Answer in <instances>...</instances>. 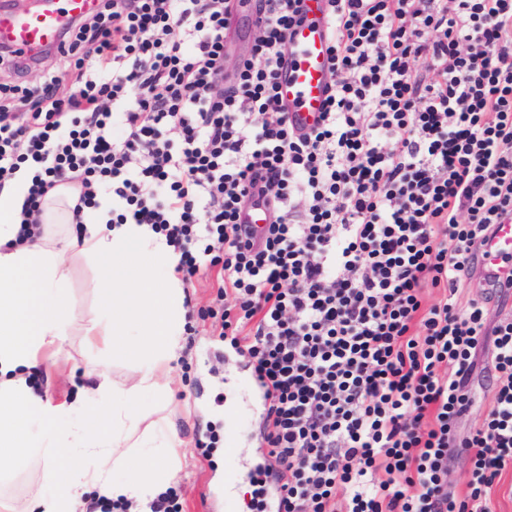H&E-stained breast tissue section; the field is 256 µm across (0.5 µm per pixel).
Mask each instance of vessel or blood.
<instances>
[{
    "mask_svg": "<svg viewBox=\"0 0 512 512\" xmlns=\"http://www.w3.org/2000/svg\"><path fill=\"white\" fill-rule=\"evenodd\" d=\"M96 0H42L34 14L18 17L0 9V43L26 53L58 45L69 20L91 11ZM327 0H302L301 20L288 36V53L278 77L279 96L292 123L309 130L323 110L332 81L328 53ZM485 249L484 275L506 279L512 274L500 266L499 255L512 254V223L497 225Z\"/></svg>",
    "mask_w": 512,
    "mask_h": 512,
    "instance_id": "b4317fda",
    "label": "vessel or blood"
}]
</instances>
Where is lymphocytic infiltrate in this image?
<instances>
[{"label":"lymphocytic infiltrate","mask_w":512,"mask_h":512,"mask_svg":"<svg viewBox=\"0 0 512 512\" xmlns=\"http://www.w3.org/2000/svg\"><path fill=\"white\" fill-rule=\"evenodd\" d=\"M298 2L256 0L230 76L234 0H97L70 20L63 70L0 87V189L33 171L17 238L65 184L72 223L150 225L183 283L215 273L221 335L266 399L250 512H336L341 495L347 512H493L512 319L487 330L488 299L461 293L512 223V0H328L332 88L305 133L277 92ZM250 204L269 223H245ZM488 336L489 408L458 440ZM453 447L473 463L462 496ZM237 11L241 13L247 20L248 25L251 29L256 27L255 21H257L258 15L255 14V9L253 7L254 0H237ZM248 27H245L242 32L243 40L241 42L227 40L225 44V52L226 57L224 60V68L225 73L231 75L234 67L237 63V60L246 55L249 51L251 41L254 38V30H251Z\"/></svg>","instance_id":"lymphocytic-infiltrate-1"}]
</instances>
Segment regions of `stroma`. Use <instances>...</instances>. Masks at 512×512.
Wrapping results in <instances>:
<instances>
[{
	"instance_id": "stroma-1",
	"label": "stroma",
	"mask_w": 512,
	"mask_h": 512,
	"mask_svg": "<svg viewBox=\"0 0 512 512\" xmlns=\"http://www.w3.org/2000/svg\"><path fill=\"white\" fill-rule=\"evenodd\" d=\"M99 270L80 256L70 261L67 291L72 302L68 341L63 357L45 360L37 377L41 393L55 401L96 382L90 371L105 367L111 381L129 383L135 361L113 357L87 346L85 330L100 318L96 283ZM215 276L201 275L184 290L186 330L179 357L157 390L141 395L156 432L182 442L179 479L173 483L182 512H248L252 486L240 479L261 457L264 405L244 361L222 341V301ZM235 447L225 455V447ZM42 464L31 460L0 476V512H29L46 493Z\"/></svg>"
}]
</instances>
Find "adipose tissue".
I'll return each instance as SVG.
<instances>
[{"label": "adipose tissue", "mask_w": 512, "mask_h": 512, "mask_svg": "<svg viewBox=\"0 0 512 512\" xmlns=\"http://www.w3.org/2000/svg\"><path fill=\"white\" fill-rule=\"evenodd\" d=\"M29 174L19 171L0 190V473L23 459L42 461L47 492L31 512H81L86 499L105 496L132 503L133 512L175 482L179 446L166 436L167 466L132 464L142 436L151 435L148 411L138 399L155 390L166 362L184 333V293L173 270L178 256L164 237L145 224L87 223L80 253L101 271L102 318L87 330L91 345L136 360L138 373L123 399L104 406L108 380L74 398L54 402L36 392L42 351L63 349L70 319L64 253L31 242L15 244ZM167 271L158 279V271ZM65 448L76 449L68 464Z\"/></svg>", "instance_id": "adipose-tissue-1"}]
</instances>
